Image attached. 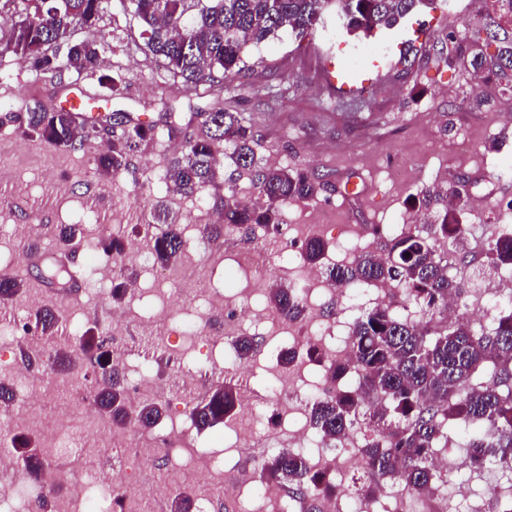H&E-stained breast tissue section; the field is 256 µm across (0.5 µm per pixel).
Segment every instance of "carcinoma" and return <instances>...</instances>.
I'll return each instance as SVG.
<instances>
[{"label":"carcinoma","instance_id":"obj_1","mask_svg":"<svg viewBox=\"0 0 512 512\" xmlns=\"http://www.w3.org/2000/svg\"><path fill=\"white\" fill-rule=\"evenodd\" d=\"M14 10L0 20V54L9 53L34 64L41 81L62 79L66 72L80 74L101 68L105 37L75 41L73 31L91 28L102 20L105 0H14ZM128 9L142 28L147 54L162 61L166 71L182 80L186 89H210L244 75L247 51L280 38L287 32L298 42L314 34L334 16L349 35L370 37L390 29L417 9L438 0H127ZM474 39L496 45L497 54L483 49L470 52L469 65L476 74L495 69L512 70V36L492 22L476 19ZM101 100L85 101L80 108L49 99L9 121L23 133L67 151H78L94 139L100 118L92 112ZM199 131L179 154L167 160L163 178L178 192L193 196L216 179V153L231 150L237 168L251 174L258 201L243 207L233 187L224 195L221 223L205 231L218 238L226 232L251 233L255 227L277 229L282 209L291 202L308 200L325 190L328 181L305 172L258 162L260 139L239 112L215 107L196 112ZM110 147L96 159L103 176H115L130 166L131 153L159 134V125L143 122L128 112L105 116ZM467 189L459 187L445 198L443 214L431 224H417L396 236L379 234L384 256L362 253L349 265L328 269L331 282L340 285L389 283L400 290L404 307L420 310L418 319L391 307H373L349 323V349L356 358L352 368L336 365L326 354L310 350L322 375L338 383L336 392L309 406L313 429L333 445L341 443L358 419L382 421L386 432L371 427L362 432L358 451L367 473L365 495L373 498L381 480L394 478L408 492L429 494L443 481L434 470V454L458 445L460 431L469 432L463 443L471 464L481 468L491 461L512 473V296L493 307L490 326L475 330L468 318L448 320L445 299L465 290L464 281L439 249V241L458 243L463 234L459 214L466 206ZM58 237L68 246L82 239L79 224L60 225ZM185 247L183 231L169 227L152 237L155 262L164 266ZM95 248L110 260L122 252L115 238H102ZM328 250L321 238L305 245L307 259L316 264ZM487 252L499 271L512 268V236L491 240ZM21 292V282L0 276V304ZM272 308L285 319L305 317L306 307L295 287L269 288ZM254 336L235 341L238 358L256 351ZM81 359L92 370L96 384L90 404L112 426L148 428L156 424L164 405L150 401L132 411L126 402L125 368L112 363L104 340L94 334L79 344ZM356 380L351 387L346 379ZM237 393L227 382L214 384L207 395L192 403L190 418L204 430L224 423L236 411ZM19 462L32 472L43 467L38 448L30 440L14 446ZM260 478L295 502L300 512H321V498L336 493V481L314 469L308 459L286 448L268 454L259 464ZM196 500L187 494L172 498L170 512H196Z\"/></svg>","mask_w":512,"mask_h":512}]
</instances>
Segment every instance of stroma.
<instances>
[{"label": "stroma", "mask_w": 512, "mask_h": 512, "mask_svg": "<svg viewBox=\"0 0 512 512\" xmlns=\"http://www.w3.org/2000/svg\"><path fill=\"white\" fill-rule=\"evenodd\" d=\"M476 18L512 25L500 0H439L436 8L411 14L395 28L369 38L347 35L331 18L304 42L285 37L252 50L251 69L245 77L226 83L223 91L207 93L169 85L167 72L146 56L140 25L127 12L126 0H107L98 27L76 28L74 37L95 40L103 31L109 35L104 73L112 75L119 90L108 110L155 121L168 91L173 94L174 111L186 116L221 104L250 119L260 136L258 152L269 164L329 174V188L314 199L288 204L282 219L288 224H311L316 215H323L320 235L328 244L325 261L344 264L358 247L350 226L424 223L427 215L415 204V197L426 190L445 193L462 179L470 197L483 200L482 207H467L462 216L463 223L474 228V252L485 253L502 225L512 224V176L504 174L512 160V119H504L501 112L503 103L512 102V88L491 73L473 74L464 26ZM403 55L409 68L399 63ZM328 61L339 68L367 71L369 83L363 90L347 93L329 87L324 78ZM31 76L30 66L17 57L0 56V272L24 281L22 295L1 306L0 314L8 318L25 313L28 295L39 292L45 306L58 314L55 339L37 351L45 387L31 413L48 419L60 407L85 406L90 381L83 370L57 366L55 353L64 347L62 335L69 321L82 318L86 310L95 313L88 331L106 333L114 309L110 289L128 268L135 271L136 289L122 303L127 314L123 334L132 362L153 357L159 361V377L174 374V364L162 358L163 347L149 342L144 333L145 321L162 310L170 317V327L184 321L205 325V335L185 346L189 364L219 361L224 316L205 303L208 291L219 290L253 313L241 324L240 333L263 338L242 366L249 374L247 391L264 417L275 419L282 408L294 404L296 393H310L321 373L314 364L294 392L274 391L281 350L287 349L292 337L304 340L330 326L346 329L360 311L371 308L368 291L337 297L326 289H315L310 294L309 319L290 325L280 322L271 313L267 294L253 293L251 270L238 264L242 254L274 252V241L237 234L214 240L202 233L205 225L218 223L227 186H235L241 196L258 195L229 152L220 154L214 184L192 197L170 192L162 179L171 144L183 142L179 136L171 140L159 135L140 147L127 171L114 177L100 175L95 166L98 143L81 151L59 150L21 134L4 120L5 114L24 111L26 103L38 95L100 94L99 75L68 72L59 85L35 83ZM478 92L489 95L490 103L476 104ZM356 174L363 176L365 190L343 196L342 186ZM159 204L174 216L186 238L182 256L167 269L143 267L132 260L110 261L105 265L107 278L99 286H84L78 294L48 293L40 268L15 260L33 246L49 256L56 253L53 229L59 224L84 225L86 236L75 249L83 260H90L99 235L115 233L132 242L159 232L151 216ZM178 288L187 289L192 298L181 311L172 306ZM330 303L335 313L328 316L323 309ZM247 419L245 406H238L235 421L193 431L182 449L187 457L199 447L212 446L214 454L223 457L225 470L248 483L240 497L212 498V512H256L258 507L252 488L260 482L258 463L263 452L240 446L237 436ZM304 454L319 466L332 461L345 497L357 498L365 483L357 456L337 448H308ZM441 455L448 463L447 482L432 498L446 504L450 512H477L490 488L512 485V477L491 464L477 471L457 468L463 449L447 448Z\"/></svg>", "instance_id": "35a3bbf8"}]
</instances>
